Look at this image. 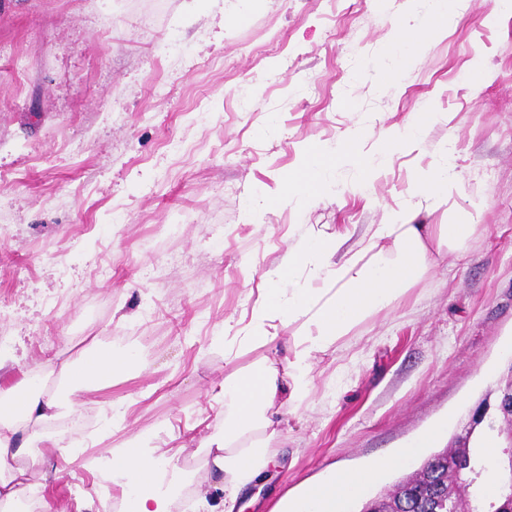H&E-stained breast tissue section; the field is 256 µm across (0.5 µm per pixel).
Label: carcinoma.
<instances>
[{"instance_id":"carcinoma-1","label":"carcinoma","mask_w":512,"mask_h":512,"mask_svg":"<svg viewBox=\"0 0 512 512\" xmlns=\"http://www.w3.org/2000/svg\"><path fill=\"white\" fill-rule=\"evenodd\" d=\"M492 431V417L474 422L451 438L450 447L434 454L411 475L396 483L392 493L371 499L365 507H399L406 486L412 482L421 490L438 495L442 502L451 497L463 505L470 500L485 499L482 482L488 462L483 460L484 449L479 440Z\"/></svg>"}]
</instances>
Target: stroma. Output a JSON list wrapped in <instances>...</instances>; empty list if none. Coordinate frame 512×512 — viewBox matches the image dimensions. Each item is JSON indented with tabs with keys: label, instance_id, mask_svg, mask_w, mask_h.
<instances>
[{
	"label": "stroma",
	"instance_id": "1",
	"mask_svg": "<svg viewBox=\"0 0 512 512\" xmlns=\"http://www.w3.org/2000/svg\"><path fill=\"white\" fill-rule=\"evenodd\" d=\"M162 4L146 23L137 0H0V388L45 378L58 355L139 348L137 369L46 439L105 458L136 435L176 449L187 493L172 512L202 492L222 512L205 448L224 434L225 375L258 357L242 342L289 249L315 226L346 232L354 254L396 215L447 224L475 209L465 261L448 253L315 356L280 464L239 507L272 512L435 426L442 450L512 354V9L460 0L403 61L394 28L430 0ZM423 109V140L381 158L386 133ZM355 131L363 165L290 192L310 149L334 156ZM447 162L448 199L421 193ZM104 478L55 453L32 492L60 512L100 508Z\"/></svg>",
	"mask_w": 512,
	"mask_h": 512
}]
</instances>
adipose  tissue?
Wrapping results in <instances>:
<instances>
[{"label":"adipose tissue","mask_w":512,"mask_h":512,"mask_svg":"<svg viewBox=\"0 0 512 512\" xmlns=\"http://www.w3.org/2000/svg\"><path fill=\"white\" fill-rule=\"evenodd\" d=\"M350 152L330 159L310 150L301 173L293 177L296 193L308 195L321 185L327 170L350 160ZM477 228L472 214L453 224H413L399 218L371 227L369 242L360 254L341 255L340 238L308 230L297 251L289 253L288 267H304L309 285L269 288L261 298L265 315L287 318L297 327L288 341L285 367H278L277 337L257 329L247 338L248 350H261L258 366L247 375L230 373L224 378V401L231 412L224 417V439L208 451V465L220 475L224 512H234L240 495L248 491L276 456L272 439L283 432L295 404L310 393V374L315 354L335 352L338 340L356 325L393 307L434 258L425 243L436 236L439 246L457 248ZM140 356L130 348L113 353L86 352L80 364L63 363L64 375L74 376L72 405H80L84 392L108 387L125 371L136 368ZM23 403L18 413L5 414L4 406L15 398ZM61 409L57 394L31 385L24 390L0 389V505H10L31 485L32 467L38 457L34 443L43 427ZM433 429L375 466L355 471L329 470L294 503H280L273 512H347V503L366 493L380 474L406 465L437 441ZM158 457L131 438L112 456V474L129 491L127 512H171V498L161 489Z\"/></svg>","instance_id":"obj_1"}]
</instances>
